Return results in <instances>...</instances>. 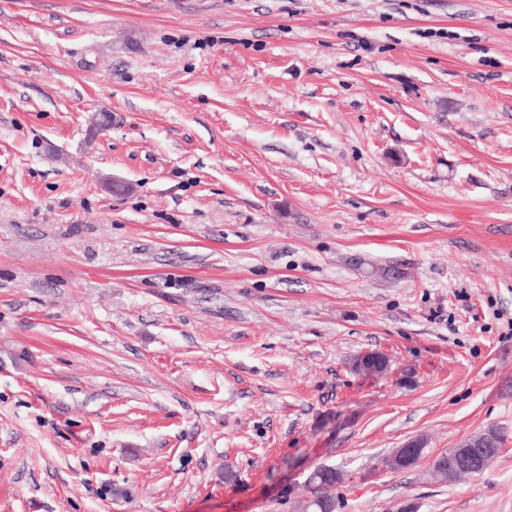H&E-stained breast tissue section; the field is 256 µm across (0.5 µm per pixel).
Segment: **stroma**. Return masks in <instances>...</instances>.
<instances>
[{
	"label": "stroma",
	"instance_id": "stroma-1",
	"mask_svg": "<svg viewBox=\"0 0 512 512\" xmlns=\"http://www.w3.org/2000/svg\"><path fill=\"white\" fill-rule=\"evenodd\" d=\"M323 464L512 512V0H0V512H300ZM504 443V434L498 428L490 427L466 440L468 448H458L455 452V458L452 467L456 470L461 468H470L474 470H485L487 468V457L476 448H491L490 456L493 459L498 455L495 448H501ZM481 473H472L468 470H459L457 476Z\"/></svg>",
	"mask_w": 512,
	"mask_h": 512
}]
</instances>
